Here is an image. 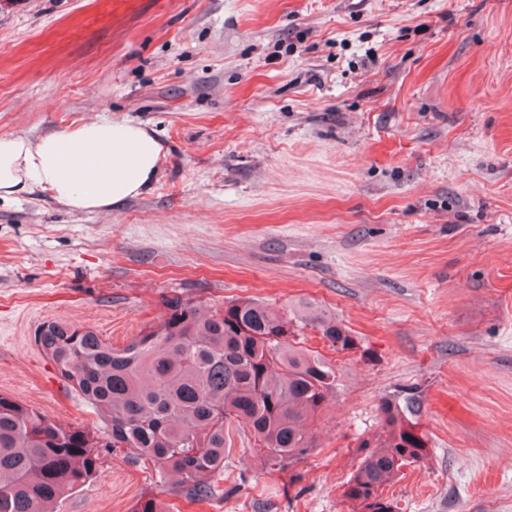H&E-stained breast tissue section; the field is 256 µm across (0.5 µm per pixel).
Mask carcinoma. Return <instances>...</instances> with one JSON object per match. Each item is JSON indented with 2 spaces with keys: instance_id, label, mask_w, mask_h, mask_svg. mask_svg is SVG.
<instances>
[{
  "instance_id": "1",
  "label": "carcinoma",
  "mask_w": 512,
  "mask_h": 512,
  "mask_svg": "<svg viewBox=\"0 0 512 512\" xmlns=\"http://www.w3.org/2000/svg\"><path fill=\"white\" fill-rule=\"evenodd\" d=\"M164 306V319L123 347L58 321L35 334L65 387L97 409L112 448L129 449L135 462L161 475L177 472L195 501L211 494L236 431L249 434L255 454L275 466L307 455V426L340 374L296 345V328L316 329L339 351L357 347L351 329L308 302L283 316L250 296L222 309L178 296ZM418 408L414 397L381 401L382 432L361 444L372 451L344 492L362 512H394L380 489L425 451L412 420ZM99 464L96 436L0 396V512H55Z\"/></svg>"
}]
</instances>
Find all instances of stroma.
Here are the masks:
<instances>
[{
    "label": "stroma",
    "mask_w": 512,
    "mask_h": 512,
    "mask_svg": "<svg viewBox=\"0 0 512 512\" xmlns=\"http://www.w3.org/2000/svg\"><path fill=\"white\" fill-rule=\"evenodd\" d=\"M106 118L163 147L100 212L0 200V394L101 429L34 343L60 319L127 344L177 295L302 301L342 372L287 470L233 435L212 496L102 449L56 512H354L384 398L415 390L424 457L394 512H512V0H0V136Z\"/></svg>",
    "instance_id": "stroma-1"
}]
</instances>
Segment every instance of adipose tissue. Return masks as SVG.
Returning a JSON list of instances; mask_svg holds the SVG:
<instances>
[{"label":"adipose tissue","instance_id":"adipose-tissue-1","mask_svg":"<svg viewBox=\"0 0 512 512\" xmlns=\"http://www.w3.org/2000/svg\"><path fill=\"white\" fill-rule=\"evenodd\" d=\"M162 148L142 126L100 119L32 140L0 137V200L39 189L79 211H105L148 192Z\"/></svg>","mask_w":512,"mask_h":512}]
</instances>
